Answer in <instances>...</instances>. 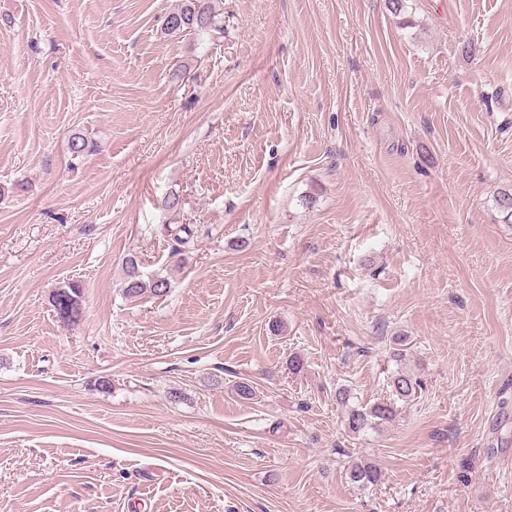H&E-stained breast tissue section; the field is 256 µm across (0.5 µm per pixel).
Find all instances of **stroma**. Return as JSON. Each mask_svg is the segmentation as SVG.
Here are the masks:
<instances>
[{
  "label": "stroma",
  "mask_w": 512,
  "mask_h": 512,
  "mask_svg": "<svg viewBox=\"0 0 512 512\" xmlns=\"http://www.w3.org/2000/svg\"><path fill=\"white\" fill-rule=\"evenodd\" d=\"M215 3L0 0V512H512V0ZM213 0H180L163 21L169 35H196L204 37L224 31V14L216 9ZM125 280L123 293L127 298L162 297L170 290L169 279L158 274L145 277L134 255L125 259ZM62 288H66L69 292V296L72 298L71 302H76L75 306H71L70 303L62 300L61 308L54 309L57 317L67 324L76 323L81 319L83 310V287L75 280H68L59 283ZM420 382L411 373L399 369L392 376V388L398 399L408 400L414 397ZM394 403L376 402L365 408L351 409L347 416L350 431L358 433L371 425L386 423L395 415ZM381 422V423H380ZM351 481L364 486H375L381 482L380 469L372 462H359L353 465L349 471Z\"/></svg>",
  "instance_id": "1"
}]
</instances>
